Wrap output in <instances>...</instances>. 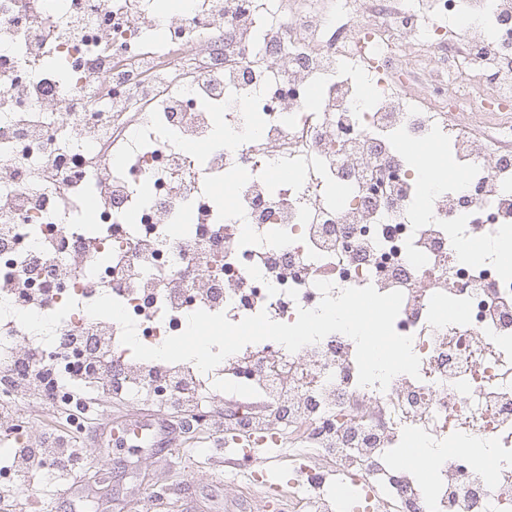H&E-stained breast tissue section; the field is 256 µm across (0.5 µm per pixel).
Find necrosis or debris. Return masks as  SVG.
<instances>
[{
    "label": "necrosis or debris",
    "instance_id": "necrosis-or-debris-1",
    "mask_svg": "<svg viewBox=\"0 0 512 512\" xmlns=\"http://www.w3.org/2000/svg\"><path fill=\"white\" fill-rule=\"evenodd\" d=\"M0 0V318L11 355L47 294L49 368L85 358L89 280L112 289L145 345L197 310L291 323L336 289L402 291L395 321L419 377L358 384L356 345L333 333L207 373L225 425L295 429L308 450L293 485L311 512H343L327 478L365 480L368 512H512V270L468 257L512 236V0ZM159 76L145 83L144 72ZM496 137L481 140L474 124ZM448 155L455 178L416 208L415 150ZM380 181L363 179L370 168ZM332 248H325V241ZM53 251H46V244ZM262 252L263 267L251 257ZM30 256L23 275L15 262ZM115 354L127 383L168 398L191 362ZM288 370L280 381L277 367ZM427 473L400 464L410 440Z\"/></svg>",
    "mask_w": 512,
    "mask_h": 512
}]
</instances>
